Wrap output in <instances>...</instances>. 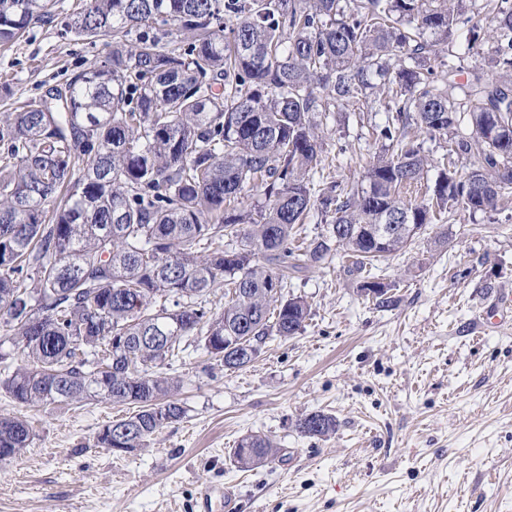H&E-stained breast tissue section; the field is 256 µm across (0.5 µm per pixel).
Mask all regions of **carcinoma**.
<instances>
[{
  "label": "carcinoma",
  "instance_id": "cac0c4a2",
  "mask_svg": "<svg viewBox=\"0 0 512 512\" xmlns=\"http://www.w3.org/2000/svg\"><path fill=\"white\" fill-rule=\"evenodd\" d=\"M475 2L79 0L61 35L106 36L107 55L57 87L62 101L10 93L0 114V312L13 346L0 347V388L23 407L136 405L96 445L114 448L121 433L142 448L185 416L183 379L164 367L189 338L222 365L234 355L226 336L251 346L302 330L309 306L284 293L288 271L342 251L348 273H363L409 245L408 225L497 212L512 190V0H495L486 71L440 83L430 65ZM56 3L0 0V45L53 22ZM350 103L387 113L381 149L362 183L315 193L309 173L325 161L316 114ZM463 123L469 134L458 136ZM414 130L450 137V152L478 166L451 162L429 181ZM247 187L262 202L239 210ZM313 210L325 232L294 245ZM215 288L218 312L203 304ZM360 288L392 302L382 282ZM297 430L328 437L336 419L310 413ZM32 441L25 420L0 418V461ZM282 460L266 436L232 450L242 470Z\"/></svg>",
  "mask_w": 512,
  "mask_h": 512
}]
</instances>
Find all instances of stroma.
<instances>
[{
  "label": "stroma",
  "instance_id": "35a3bbf8",
  "mask_svg": "<svg viewBox=\"0 0 512 512\" xmlns=\"http://www.w3.org/2000/svg\"><path fill=\"white\" fill-rule=\"evenodd\" d=\"M460 27L438 76L481 68L493 48L466 49ZM106 37H61L56 24L30 27L0 46V84L40 95L103 57ZM381 112L336 107L324 121L328 164L310 181L355 184L380 143ZM345 258L296 271L287 292L310 315L288 339H269L240 370L211 364L191 346L178 399L183 420L137 452L118 457L95 437L129 406L17 408L0 391V415L24 417L34 439L0 462V512H193L199 486H233L237 512H512V310L483 327L498 298L512 296V200L497 222L457 212L429 225L406 252L370 271L394 306L359 290ZM321 411L336 432L309 438L295 424ZM269 436L283 462L239 470L241 437Z\"/></svg>",
  "mask_w": 512,
  "mask_h": 512
}]
</instances>
